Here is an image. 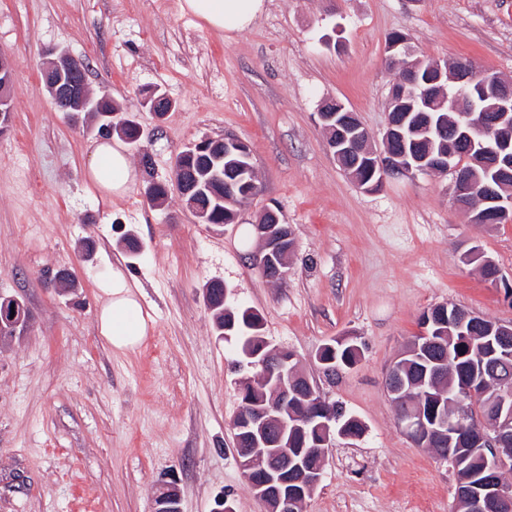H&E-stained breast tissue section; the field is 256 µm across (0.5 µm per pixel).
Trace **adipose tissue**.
<instances>
[{
  "label": "adipose tissue",
  "mask_w": 512,
  "mask_h": 512,
  "mask_svg": "<svg viewBox=\"0 0 512 512\" xmlns=\"http://www.w3.org/2000/svg\"><path fill=\"white\" fill-rule=\"evenodd\" d=\"M180 9L210 29L228 35L250 27L262 13L264 0H181ZM86 176L90 186L107 202L124 197L137 180L125 146L116 138L96 143ZM99 291L100 334L117 351L136 350L151 328L142 290L116 267L111 280L102 284Z\"/></svg>",
  "instance_id": "ef3b65f1"
}]
</instances>
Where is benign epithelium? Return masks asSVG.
<instances>
[{"label": "benign epithelium", "instance_id": "obj_1", "mask_svg": "<svg viewBox=\"0 0 512 512\" xmlns=\"http://www.w3.org/2000/svg\"><path fill=\"white\" fill-rule=\"evenodd\" d=\"M83 60L65 52L56 53L45 66L51 76L46 89L55 101H63L66 112H97L98 101L86 91L78 93L64 84L69 72L83 71ZM404 88L397 97H390L388 122L383 134L384 143L404 142V123L394 119L395 112H423L431 105L432 95H438L440 107L459 115L466 127L464 135L470 148L463 154L448 143V154L435 160V165L452 174V200L461 207H469L474 198L496 205L495 214L512 213V196L504 198L501 191L512 181V83L490 73H479L473 67L452 71L433 60L427 65L411 69L403 79ZM320 123L328 132V147L335 161L365 145L369 131L357 115L338 100L324 102L318 112ZM233 146L252 158L244 142L226 137L205 139L188 146L190 151H210L220 145ZM495 170V179L484 184L471 176L473 167ZM432 169L427 159H417L402 149L377 155L373 171L386 181L398 175H409ZM264 214L272 217L266 224H255L261 251L253 257L255 266L275 278L288 277L287 260H277L281 243L287 240L284 228L277 225L275 211ZM484 359L491 363H505L512 359V324H498V330L484 351ZM247 365L261 368L266 380H275L276 404L243 412L233 422L236 458L256 498L267 507V512H301L306 496L313 494L320 483L327 449L324 443L306 452L302 462L295 461V451L283 443L284 420L277 413L288 409L302 398L315 405L306 413L299 428L315 424L330 435L338 426L336 414L326 410L327 403L311 383L300 390L293 386L301 377L292 365L293 357L286 350H271L263 356H246ZM399 362L389 370L385 385L395 404L405 401V381ZM398 424L417 446L434 445L450 448L464 442L469 448H478L490 455L489 475L476 477L471 483L459 486L457 500L464 501L467 512H512V486L496 478L501 470L502 457L498 448L512 442V388L500 386L494 393L482 383L461 387L460 399L451 414L427 422L423 411L408 408L399 412ZM153 512H181L179 490L174 484L162 488L155 496Z\"/></svg>", "mask_w": 512, "mask_h": 512}]
</instances>
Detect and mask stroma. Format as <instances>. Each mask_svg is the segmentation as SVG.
<instances>
[{
  "label": "stroma",
  "mask_w": 512,
  "mask_h": 512,
  "mask_svg": "<svg viewBox=\"0 0 512 512\" xmlns=\"http://www.w3.org/2000/svg\"><path fill=\"white\" fill-rule=\"evenodd\" d=\"M180 0H0V53L12 64L11 122L0 136V293L25 300L31 328L0 345V512H152L178 477L182 512H266L237 460L231 424L244 371L204 298L223 282L257 309L270 348L362 432L335 436L303 512H459L451 464L400 429L385 375L424 312L454 305L512 323V299L486 281L470 250L512 283V222L485 227L451 202V175L389 179L366 192L339 169L317 112L336 99L381 149L395 70L387 37L416 56L512 81V0H266L232 38L181 12ZM89 65L88 86L143 128L128 194L104 203L85 180L98 124L58 111L41 72L53 48ZM174 102L165 118L152 89ZM249 145L261 186L234 224H201L177 189L152 205L149 178H171L204 138ZM291 225L295 248L278 283L253 266L246 239L265 209ZM143 244L131 257L121 238ZM92 241L84 254L83 241ZM144 292L152 330L133 352L97 325L113 263ZM76 288L56 292L58 270ZM337 338L361 348L337 374L317 360Z\"/></svg>",
  "instance_id": "35a3bbf8"
}]
</instances>
